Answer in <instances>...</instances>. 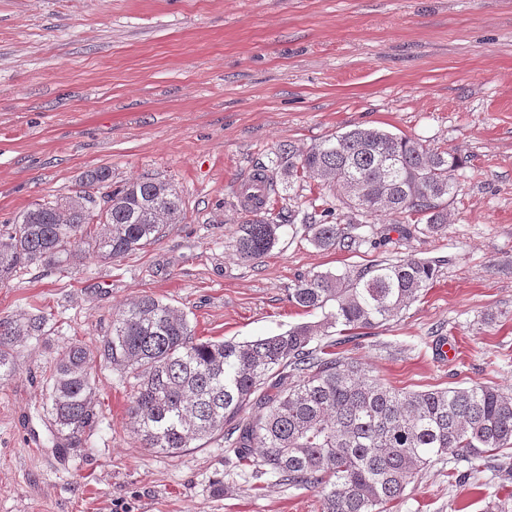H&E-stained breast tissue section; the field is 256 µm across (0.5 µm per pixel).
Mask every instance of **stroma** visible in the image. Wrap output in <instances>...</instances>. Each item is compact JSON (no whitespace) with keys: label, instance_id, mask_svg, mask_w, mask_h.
I'll return each mask as SVG.
<instances>
[{"label":"stroma","instance_id":"stroma-1","mask_svg":"<svg viewBox=\"0 0 512 512\" xmlns=\"http://www.w3.org/2000/svg\"><path fill=\"white\" fill-rule=\"evenodd\" d=\"M356 127L461 157L445 231L399 236L392 215L289 178V151ZM261 166L272 213L329 205L360 246L317 249L298 223L238 260L237 191ZM101 167L114 188L170 182L184 219L120 260L0 284V318L46 319L0 383V512H320L315 489L256 475L223 445L141 447L125 376L100 363L94 426L58 433L44 408L58 351L109 334L140 295L184 311L196 338L250 341L322 321L289 304L298 276L412 254L436 261L432 288L341 353L398 389H512V0H0V222ZM498 500L512 501L510 449L475 473L453 459L419 472L389 512Z\"/></svg>","mask_w":512,"mask_h":512}]
</instances>
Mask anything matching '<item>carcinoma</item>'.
Instances as JSON below:
<instances>
[{"label": "carcinoma", "instance_id": "cac0c4a2", "mask_svg": "<svg viewBox=\"0 0 512 512\" xmlns=\"http://www.w3.org/2000/svg\"><path fill=\"white\" fill-rule=\"evenodd\" d=\"M462 160L448 151L378 129L331 135L299 155L288 175L316 178L367 214L447 227ZM107 168L85 190L43 201L0 225V282L28 265L66 267L86 256L116 260L159 241L183 219V201L156 178L133 179L103 196ZM269 198L249 205L234 251L243 261L270 253L283 225L264 216ZM335 210L305 218L313 246L349 249L356 239L332 223ZM434 260L407 256L341 273L301 276L288 302L323 310L317 323L251 341H199L186 314L141 295L112 316V333L92 346L58 352L46 388L57 431L82 433L95 421L90 362L98 357L133 382L128 414L145 448L176 454L194 443L222 441L237 459L295 485L315 488L321 512H387L418 472L450 457L481 462L512 447V391L471 385L424 391L387 387L360 363L336 352L360 329L382 326L419 300L436 276ZM42 316L0 319V381L17 373L19 347L44 335ZM343 327L345 336L331 339Z\"/></svg>", "mask_w": 512, "mask_h": 512}]
</instances>
